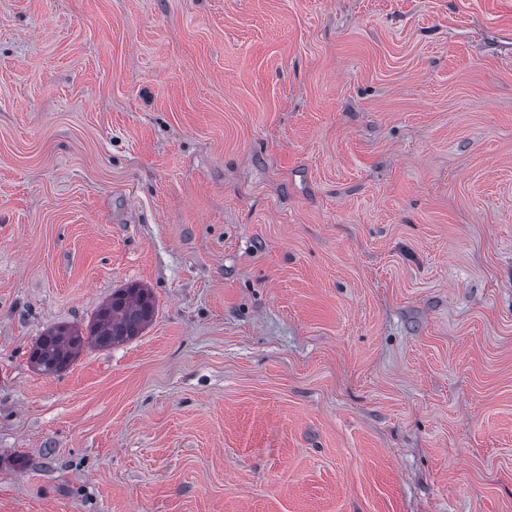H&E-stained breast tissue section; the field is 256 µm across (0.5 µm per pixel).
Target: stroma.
<instances>
[{
    "label": "stroma",
    "mask_w": 512,
    "mask_h": 512,
    "mask_svg": "<svg viewBox=\"0 0 512 512\" xmlns=\"http://www.w3.org/2000/svg\"><path fill=\"white\" fill-rule=\"evenodd\" d=\"M0 512H512V0H0ZM155 301L150 289L131 286L112 292L99 308L87 337L73 326L50 328L30 349L28 361L45 375L58 374L69 367L86 344L111 347L138 336L153 320Z\"/></svg>",
    "instance_id": "1"
}]
</instances>
